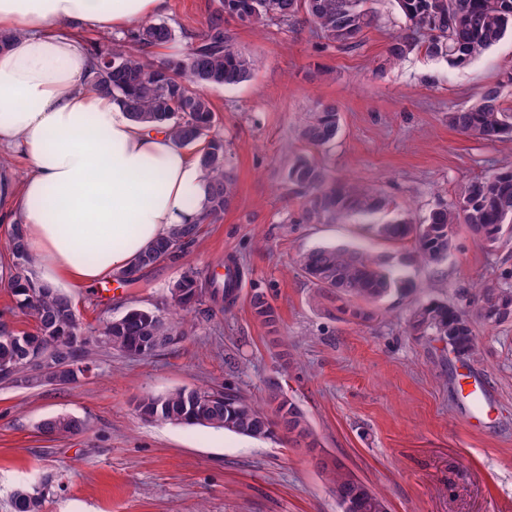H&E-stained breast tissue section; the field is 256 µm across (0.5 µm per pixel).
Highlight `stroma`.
I'll list each match as a JSON object with an SVG mask.
<instances>
[{
  "label": "stroma",
  "instance_id": "obj_1",
  "mask_svg": "<svg viewBox=\"0 0 512 512\" xmlns=\"http://www.w3.org/2000/svg\"><path fill=\"white\" fill-rule=\"evenodd\" d=\"M219 0H168L176 30L166 56L181 55L188 33L206 27ZM379 21L355 47L326 45L310 26L261 27L225 17L233 48L253 57L250 79L206 91L226 145L235 197L221 220L204 225L182 256L144 268L130 287L106 279L67 294L82 325L133 306L167 305L187 267L224 281V260L241 268L232 307L205 300L184 313L188 331L147 357L101 348L90 373L67 387L26 389L0 382V512L16 489L41 486L43 512H338L317 457L338 460L387 502L389 512H512V323L480 330L477 361L461 364L444 343L418 338L413 306L429 299L469 307L472 288L512 270V242L489 253L466 228L438 265L407 266L413 292L372 306L371 320L317 291L298 257L323 245H352L403 257L358 222L304 224L301 198L285 176L300 126L336 102L341 129L313 156L341 180L375 185L389 200L384 222L427 216L465 193L476 178L512 165V139L486 141L448 125L484 88L499 86L512 113V35L463 67L418 47L396 62L386 47L404 25L394 0H377ZM265 294L270 327L249 305ZM487 387L474 411L461 386ZM278 382L305 412L317 446L252 439L221 429L141 419L146 395L182 388L230 389L262 400ZM57 415L86 424L50 435Z\"/></svg>",
  "mask_w": 512,
  "mask_h": 512
}]
</instances>
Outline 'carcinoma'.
Masks as SVG:
<instances>
[{"mask_svg":"<svg viewBox=\"0 0 512 512\" xmlns=\"http://www.w3.org/2000/svg\"><path fill=\"white\" fill-rule=\"evenodd\" d=\"M371 0H219L220 16L191 37L185 52L158 61L155 50L174 38V29L165 21L147 20L122 40L92 42L90 83L101 95L120 102L129 118L138 124L166 126L174 143L181 147L201 145L194 158L207 177L208 204L200 216L156 240L131 265L114 274L130 285L140 270L182 255L199 236L200 226L212 224L224 215L235 195V181L225 170L224 138L215 133L216 116L203 87L234 86L246 81L254 70V60L229 44L221 15L249 25L269 20L283 23L305 21L330 44L359 45L376 22ZM406 20L386 48L390 60L405 57L417 46L427 53L445 56L453 66H464L499 43L512 32V0H396ZM130 43L137 47L131 53ZM340 114L328 103L299 131L307 148L331 145L339 132ZM448 126L486 140L512 137V114L500 104L498 88L484 90L469 108L448 113ZM288 184L303 198L305 224L336 222L384 210L387 199L371 187H356L330 177L327 169L306 155H299L288 168ZM466 225L483 248L492 250L512 239V166L501 167L470 184L458 198L438 205L415 223L408 217L374 225L375 234L397 245L412 244L409 259L425 265L448 257L455 228ZM10 254L14 273L10 289L14 308L30 315L34 330L15 341L0 336V368L10 377L0 381L21 388L43 384L66 386L90 368L96 348H110L124 354L151 356L177 342L184 331L172 314L158 308L133 307L118 318L103 321L87 336L81 331L70 297L33 278L25 232L15 224L10 233ZM300 263L314 285L336 294L340 301H356L350 309L359 320L372 319L368 306L388 296H403L412 290L410 279L386 259L374 258L346 246H323L303 254ZM235 283L224 289L207 288L200 273L185 269L169 289L171 308L184 309L203 303L205 296L235 300ZM255 316L274 324L276 311L261 294L251 297ZM472 313L467 314L443 301L417 303L410 315L414 335L432 341H446L460 357L473 361L479 356L476 329L496 328L512 322V271L500 273L496 286L482 285L472 292ZM165 336L162 343L156 337ZM49 358L54 378L38 372V360ZM138 414L148 420L176 425L222 428L253 439L282 434L294 442L314 447L313 433L302 409L272 384L264 403L258 404L236 393L180 389L164 396H146L136 404ZM49 434H76L85 423L75 417L59 416L41 423ZM329 473V487L339 512H388V506L372 488L341 462L321 459ZM44 489L35 486L16 491L12 512H43Z\"/></svg>","mask_w":512,"mask_h":512,"instance_id":"obj_1","label":"carcinoma"}]
</instances>
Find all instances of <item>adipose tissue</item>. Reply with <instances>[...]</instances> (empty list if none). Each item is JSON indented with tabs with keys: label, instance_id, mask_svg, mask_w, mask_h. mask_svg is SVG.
Segmentation results:
<instances>
[{
	"label": "adipose tissue",
	"instance_id": "obj_1",
	"mask_svg": "<svg viewBox=\"0 0 512 512\" xmlns=\"http://www.w3.org/2000/svg\"><path fill=\"white\" fill-rule=\"evenodd\" d=\"M166 0H0V146L29 171L0 170V214H19L33 276L88 286L127 268L207 204V180L166 129L134 123L92 90L79 37L129 30Z\"/></svg>",
	"mask_w": 512,
	"mask_h": 512
}]
</instances>
